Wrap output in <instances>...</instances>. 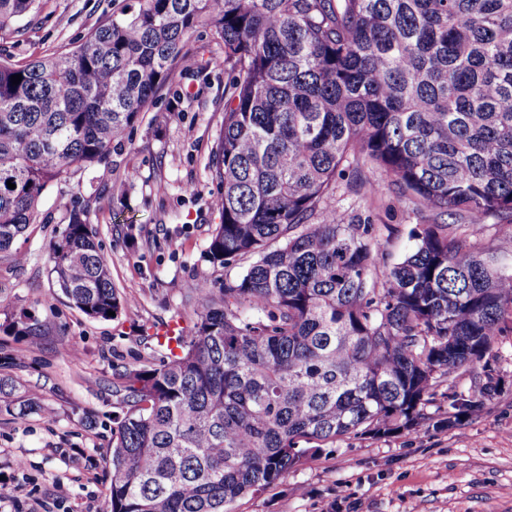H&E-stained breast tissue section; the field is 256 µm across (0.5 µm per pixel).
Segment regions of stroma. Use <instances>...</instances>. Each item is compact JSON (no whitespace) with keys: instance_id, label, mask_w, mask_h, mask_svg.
<instances>
[{"instance_id":"35a3bbf8","label":"stroma","mask_w":512,"mask_h":512,"mask_svg":"<svg viewBox=\"0 0 512 512\" xmlns=\"http://www.w3.org/2000/svg\"><path fill=\"white\" fill-rule=\"evenodd\" d=\"M126 2L40 0L19 31L0 35V53L22 63L64 51ZM189 49L195 66L176 74L107 163L48 186L36 221L0 252V377L14 380L15 406L25 411L20 420L0 412V461H25L0 482L7 512H103L112 415L123 409L113 381L153 354L160 328L190 333L201 283H224L225 269L206 257L221 222L210 167L224 127V44L205 27ZM365 173L383 192L361 209L403 256L420 217L384 175ZM74 209L96 231L129 301L107 321L58 297L49 274V246ZM29 313L43 324L35 346L4 329ZM485 362L502 392L463 425L339 441L233 512H512L511 333L497 337Z\"/></svg>"}]
</instances>
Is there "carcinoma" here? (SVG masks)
Here are the masks:
<instances>
[{"label": "carcinoma", "instance_id": "cac0c4a2", "mask_svg": "<svg viewBox=\"0 0 512 512\" xmlns=\"http://www.w3.org/2000/svg\"><path fill=\"white\" fill-rule=\"evenodd\" d=\"M35 3L0 0V32ZM203 26L230 76L207 257L254 261L116 377L106 512H230L329 443L452 429L500 391L481 362L512 332V266L473 232L512 224V0H130L72 50L0 59V252L50 183L108 159ZM365 165L431 217L398 260L359 205H331L381 192ZM49 263L86 317L120 313L81 210ZM11 327L35 344L43 324Z\"/></svg>", "mask_w": 512, "mask_h": 512}]
</instances>
